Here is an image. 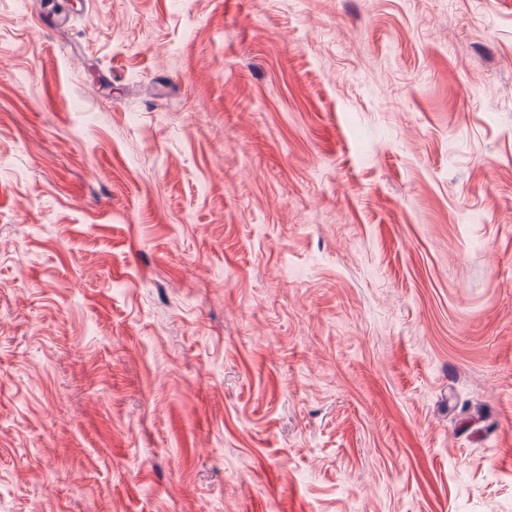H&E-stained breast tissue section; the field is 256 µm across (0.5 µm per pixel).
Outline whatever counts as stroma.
Wrapping results in <instances>:
<instances>
[{"label": "stroma", "instance_id": "stroma-1", "mask_svg": "<svg viewBox=\"0 0 512 512\" xmlns=\"http://www.w3.org/2000/svg\"><path fill=\"white\" fill-rule=\"evenodd\" d=\"M0 0V512H512V0Z\"/></svg>", "mask_w": 512, "mask_h": 512}]
</instances>
